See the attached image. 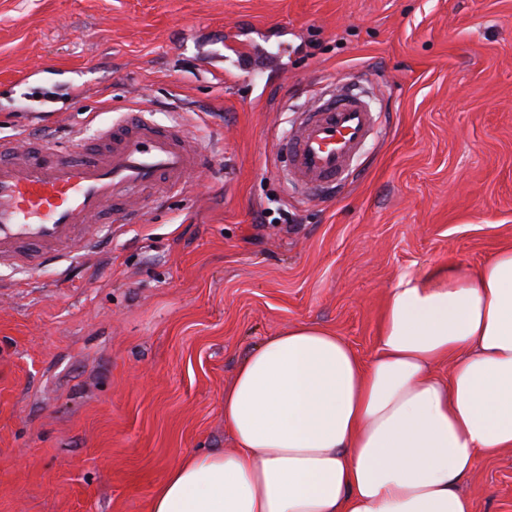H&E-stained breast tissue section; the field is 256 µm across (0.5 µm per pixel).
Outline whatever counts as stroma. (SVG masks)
Listing matches in <instances>:
<instances>
[{
	"label": "stroma",
	"instance_id": "obj_1",
	"mask_svg": "<svg viewBox=\"0 0 512 512\" xmlns=\"http://www.w3.org/2000/svg\"><path fill=\"white\" fill-rule=\"evenodd\" d=\"M380 115L308 198L277 145L313 90ZM143 104L204 156L186 191L34 278L0 267V512H147L232 448L224 387L312 322L365 360L398 276L512 245V0H0V137H91ZM512 512V451L464 484Z\"/></svg>",
	"mask_w": 512,
	"mask_h": 512
}]
</instances>
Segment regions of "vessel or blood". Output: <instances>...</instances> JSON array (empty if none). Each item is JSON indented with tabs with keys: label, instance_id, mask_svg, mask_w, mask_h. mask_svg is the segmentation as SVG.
Listing matches in <instances>:
<instances>
[{
	"label": "vessel or blood",
	"instance_id": "vessel-or-blood-1",
	"mask_svg": "<svg viewBox=\"0 0 512 512\" xmlns=\"http://www.w3.org/2000/svg\"><path fill=\"white\" fill-rule=\"evenodd\" d=\"M376 115L346 85L326 88L279 142L287 176L318 192L345 181ZM202 164L180 124H161L132 109L90 143L51 136L20 146L0 139V266L35 275L94 253L100 231L138 223L143 206L185 187Z\"/></svg>",
	"mask_w": 512,
	"mask_h": 512
}]
</instances>
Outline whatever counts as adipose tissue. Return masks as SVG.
Returning <instances> with one entry per match:
<instances>
[{"mask_svg":"<svg viewBox=\"0 0 512 512\" xmlns=\"http://www.w3.org/2000/svg\"><path fill=\"white\" fill-rule=\"evenodd\" d=\"M224 427L233 448L184 458L149 512H474L478 458L512 449V246L401 274L370 360L313 323L267 337Z\"/></svg>","mask_w":512,"mask_h":512,"instance_id":"ef3b65f1","label":"adipose tissue"}]
</instances>
